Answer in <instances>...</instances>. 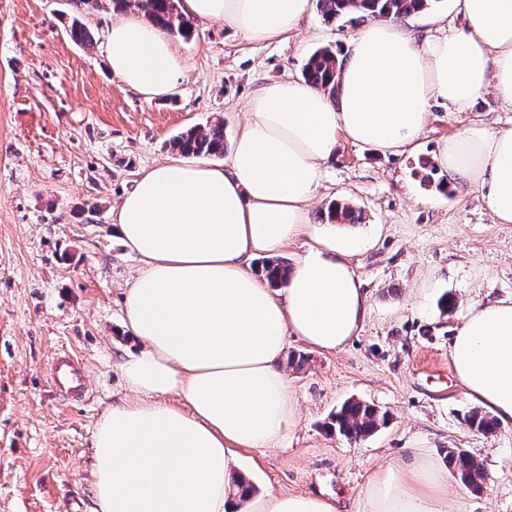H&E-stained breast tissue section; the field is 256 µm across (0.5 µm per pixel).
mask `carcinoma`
Instances as JSON below:
<instances>
[{
	"label": "carcinoma",
	"mask_w": 512,
	"mask_h": 512,
	"mask_svg": "<svg viewBox=\"0 0 512 512\" xmlns=\"http://www.w3.org/2000/svg\"><path fill=\"white\" fill-rule=\"evenodd\" d=\"M440 0H317V9L327 21L344 19L348 23H364L374 19L405 18L418 15ZM70 7L67 28L70 37L78 44L94 46L83 14L87 10H124L129 0H65ZM143 17L153 26L173 35L189 38L194 35L191 18L180 10V0H138ZM339 60L330 47L315 50L303 68L304 80L315 88L336 96L339 79ZM170 148L187 157L224 156V122L190 128L169 142ZM329 223L353 222L358 219L354 209L344 201H334L322 213ZM288 265L278 258H266L258 262L257 272L268 284L277 288L284 282ZM388 411L357 399L345 401L330 416L327 430L348 442L357 443L372 436L387 422ZM473 430L487 433L498 428L497 420L489 414L473 410L466 418ZM448 465L455 479L462 485L477 489L484 481L485 473L471 457L454 451L448 452Z\"/></svg>",
	"instance_id": "carcinoma-1"
}]
</instances>
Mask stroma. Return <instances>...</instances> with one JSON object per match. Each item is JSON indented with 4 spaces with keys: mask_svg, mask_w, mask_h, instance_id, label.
<instances>
[{
    "mask_svg": "<svg viewBox=\"0 0 512 512\" xmlns=\"http://www.w3.org/2000/svg\"><path fill=\"white\" fill-rule=\"evenodd\" d=\"M62 0H0V512H92L93 439L106 409L128 395L122 364L138 343L122 326L124 288L141 262L112 231V210L137 172L169 156L168 139L223 122L233 136L246 104L266 83L301 79L317 48L344 55L355 30L310 8L298 33L247 40L221 23H196L173 42L185 75L151 101L115 77L106 52L112 11L83 20L95 44L65 31ZM418 38L458 30L453 0L403 18ZM457 115L434 104L414 153L383 155L340 140L309 207L311 224L344 199L360 218L338 230L357 237L353 257L372 311L338 353L307 352L289 369L297 416L281 448L240 451L239 474L259 491L305 493L354 512L388 459L411 450L446 468L448 450L467 451L486 480L475 491L450 481L447 512H512V428L482 434L449 356L470 300L512 297V224L496 223L475 195L443 191L427 165L455 131ZM452 311L440 305L443 296ZM58 351L87 364L90 391L70 405L45 379ZM389 413L358 443L328 433L349 399Z\"/></svg>",
    "mask_w": 512,
    "mask_h": 512,
    "instance_id": "35a3bbf8",
    "label": "stroma"
}]
</instances>
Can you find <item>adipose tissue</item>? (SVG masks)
I'll return each mask as SVG.
<instances>
[{
	"label": "adipose tissue",
	"instance_id": "obj_1",
	"mask_svg": "<svg viewBox=\"0 0 512 512\" xmlns=\"http://www.w3.org/2000/svg\"><path fill=\"white\" fill-rule=\"evenodd\" d=\"M309 0H183V12L254 42L297 30ZM463 29L418 39L392 22L351 36L336 96L294 79L249 101L226 163L183 156L139 172L112 230L142 266L127 284L124 326L141 349L122 366L131 398L94 436V512H344L314 495L231 490L237 452L284 445L294 419L288 337L346 348L371 312L350 257L355 243L315 235L282 286L254 261L306 233L308 206L340 138L382 153L414 149L430 109L461 115L436 156L446 188L468 187L512 224V127L468 114L487 87L512 106V0H456ZM113 74L130 91L166 95L184 66L166 32L113 21ZM465 396L512 426V299L469 304L450 343ZM415 459L380 466L357 512H444L446 485Z\"/></svg>",
	"mask_w": 512,
	"mask_h": 512
}]
</instances>
